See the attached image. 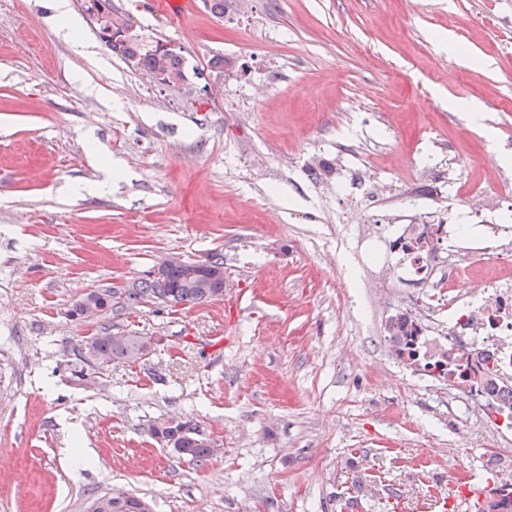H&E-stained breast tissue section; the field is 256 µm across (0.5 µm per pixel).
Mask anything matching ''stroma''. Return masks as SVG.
Here are the masks:
<instances>
[{
    "mask_svg": "<svg viewBox=\"0 0 512 512\" xmlns=\"http://www.w3.org/2000/svg\"><path fill=\"white\" fill-rule=\"evenodd\" d=\"M148 2L112 0L182 56L181 88L107 50L82 0L80 44L52 0H0V512H86L111 489L154 512H439L499 486L512 430L464 431V391L396 358L387 324L415 288L343 287L360 267L336 236L408 188L476 239L474 190L512 210V0H195L179 22ZM112 159L125 177L83 193ZM175 255L222 256L223 298L110 315L149 355L73 382L100 329L73 303ZM170 416L215 454L156 443Z\"/></svg>",
    "mask_w": 512,
    "mask_h": 512,
    "instance_id": "obj_1",
    "label": "stroma"
}]
</instances>
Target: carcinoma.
Masks as SVG:
<instances>
[{
  "mask_svg": "<svg viewBox=\"0 0 512 512\" xmlns=\"http://www.w3.org/2000/svg\"><path fill=\"white\" fill-rule=\"evenodd\" d=\"M84 2L85 11L93 19L100 40L110 51L142 67L161 84L176 86L185 81L181 55L174 51L160 54L155 48H146L139 36L132 32V26L112 12V0ZM199 264L222 267L224 260L215 255L200 263L186 261L182 265L168 267L161 278L150 273L148 278L120 288L112 285L96 288L76 302L70 315L83 319L86 312L90 311L93 317L100 319L116 308L133 311L146 302L170 308L208 302L212 300L216 289L194 276ZM401 326L400 321H391L387 325V341L398 357L412 364H418L425 358L427 362L424 368H435L447 374V352L431 353L425 350L424 341H407V337L398 335ZM146 348L144 337L131 334L120 340L112 334V327H104L86 341L85 350H77L76 361L68 362V369L72 379L78 383L92 380L101 366L114 361L135 363L142 359L140 352ZM148 432L153 439L164 445L169 441L174 442L182 457L196 464L204 463L216 451L212 443L201 438L197 429L187 421L171 418L156 420L149 424ZM101 499L107 500L109 512H146V508L150 507L147 500L123 490L106 492L95 497L94 501Z\"/></svg>",
  "mask_w": 512,
  "mask_h": 512,
  "instance_id": "carcinoma-1",
  "label": "carcinoma"
}]
</instances>
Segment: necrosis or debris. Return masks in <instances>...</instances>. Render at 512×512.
Here are the masks:
<instances>
[{
  "label": "necrosis or debris",
  "instance_id": "4bbe7bcc",
  "mask_svg": "<svg viewBox=\"0 0 512 512\" xmlns=\"http://www.w3.org/2000/svg\"><path fill=\"white\" fill-rule=\"evenodd\" d=\"M465 235L453 234L446 218L423 212L399 223L375 254L365 244L357 255L364 269L394 268L397 279L448 291V351L468 353L470 374L496 369V389L467 393L469 409L494 414L502 401L512 402V226L501 228L480 245L469 247ZM484 261L500 273L482 271Z\"/></svg>",
  "mask_w": 512,
  "mask_h": 512
}]
</instances>
